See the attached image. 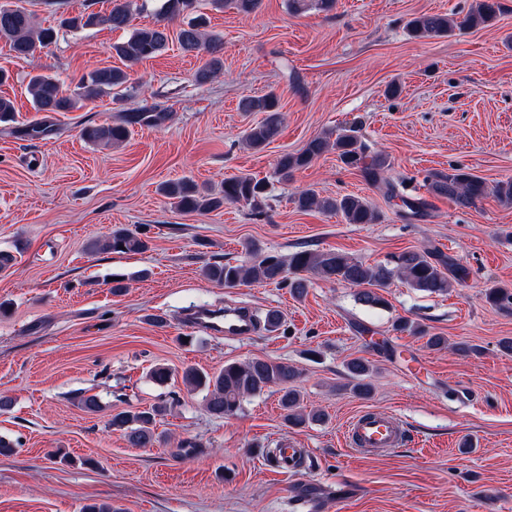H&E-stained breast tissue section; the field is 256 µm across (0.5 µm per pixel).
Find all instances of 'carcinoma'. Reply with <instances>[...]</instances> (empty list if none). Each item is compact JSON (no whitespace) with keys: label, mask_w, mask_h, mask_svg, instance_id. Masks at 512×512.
<instances>
[{"label":"carcinoma","mask_w":512,"mask_h":512,"mask_svg":"<svg viewBox=\"0 0 512 512\" xmlns=\"http://www.w3.org/2000/svg\"><path fill=\"white\" fill-rule=\"evenodd\" d=\"M195 0H160L156 20L150 25L131 27L134 0H112V8L103 13H79L60 17L58 25L41 28L36 25L33 14L23 6L0 4V41L9 46L17 58L29 59L56 42L59 30L82 31L96 27L111 30L131 29L129 38L113 46V50L127 63L134 65L142 60L162 53L172 39L177 40L185 53H206L209 59L195 74L199 84L217 78L223 72V60L219 56L224 42L217 36H207L201 31L202 18H194L183 24L176 33H171L167 21L175 19L193 7ZM215 9L229 5L244 16L251 15L258 0H209ZM336 0H288V10L300 15L311 9L331 11ZM498 0H475L466 15L458 19L438 13H424L411 18L406 24L408 34L416 39L450 36L455 30L490 24L500 12ZM130 74L119 67L95 68L83 75L72 92L63 90L52 75L35 74L30 77L27 92L33 107L38 112H73L105 94L121 101L128 88ZM241 112H263V120L246 130L244 143L252 149H262L279 133L282 117L278 98L274 93L261 97L245 96L239 100ZM164 110L156 107L143 108L125 113L118 122L103 127L82 129L81 135L88 141L119 143L130 134V126L142 122H161ZM335 152L338 160L348 168L357 170L372 184H383L389 199H398L408 210L410 217H422L426 203L404 195L399 185L386 180L384 172L389 168L388 157L379 153H368L354 129L324 132L311 138L297 153H285L276 162V173L286 179L296 170L306 168L328 152ZM429 188L437 196L445 197L459 207L469 208L493 195L503 205H512V179L500 181L491 187L487 182L469 172L468 169L452 166L448 171L434 172L428 176ZM162 194L171 200L174 208L184 212L206 213L219 209L226 203H243L252 210L261 212L267 206L269 185L264 179L251 176H233L224 179L219 192H201L190 181L169 183ZM299 210H319L327 214H339L348 224H373L378 213L370 202L357 195L321 197L312 188L300 191L295 197ZM149 249V240L144 233L115 226L103 239L93 241L92 252L125 251L143 253ZM250 258L242 261H213L201 269L202 277L224 288H236L251 284H285L291 294L304 297L311 283L310 277L324 281L344 282L359 288L356 299L359 303L378 307L387 304L384 292L394 279L408 287L430 294H445L452 288V281L462 282L468 277L466 268L457 265L449 257L429 251L409 250L395 256L387 264L370 265L362 260L337 251L304 249L287 256L277 252H259L253 245L245 246ZM486 299L495 309L512 308V289L493 286L487 289ZM396 332L410 336H426L431 347L447 343L443 336L428 335L418 322L398 318L392 323ZM351 378V391L362 397L371 392L369 365L361 358H353L346 364ZM150 380L167 385L173 372L163 364L154 365L149 371ZM299 379L296 368L286 362L254 358L245 362L224 364L212 375L194 367L182 371L183 384L195 390L204 388L206 410L217 418L233 416L241 408L243 400L250 396L276 389L284 421L295 427L319 422L323 414L305 411L295 383ZM167 411L164 405L120 411L111 416L108 426L123 433L126 442L133 448H152L161 442L156 433L157 417Z\"/></svg>","instance_id":"obj_1"}]
</instances>
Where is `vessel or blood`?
<instances>
[{
    "label": "vessel or blood",
    "mask_w": 512,
    "mask_h": 512,
    "mask_svg": "<svg viewBox=\"0 0 512 512\" xmlns=\"http://www.w3.org/2000/svg\"><path fill=\"white\" fill-rule=\"evenodd\" d=\"M189 323L195 329L213 332L228 338L244 339L254 335L251 315L246 307L210 308L194 313ZM405 437L401 419L380 410H364L350 419L343 438L349 447L361 454L384 452L400 447Z\"/></svg>",
    "instance_id": "b4317fda"
}]
</instances>
